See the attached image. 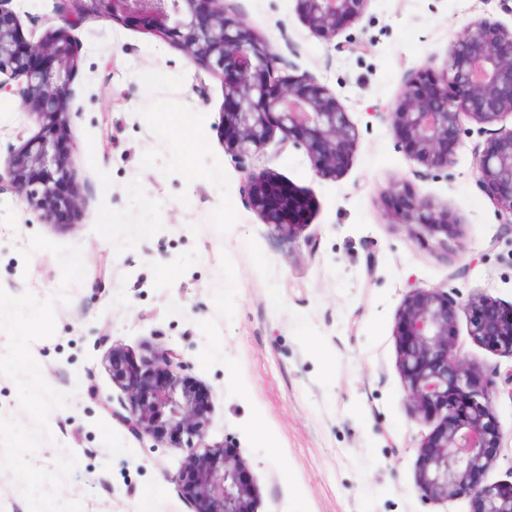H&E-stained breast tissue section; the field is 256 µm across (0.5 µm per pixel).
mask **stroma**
Segmentation results:
<instances>
[{"instance_id":"obj_1","label":"stroma","mask_w":512,"mask_h":512,"mask_svg":"<svg viewBox=\"0 0 512 512\" xmlns=\"http://www.w3.org/2000/svg\"><path fill=\"white\" fill-rule=\"evenodd\" d=\"M231 4L273 45L280 75L317 80L348 112L359 130L350 164L339 179L320 178L279 132L235 163L224 151L218 78L142 28L91 19L74 30L69 166L82 208L53 224L0 192V288L40 300L57 290L55 255L21 256L35 233L80 247L85 265L70 304L55 307L54 336L31 346L46 381L70 395L50 415L54 443L32 461L49 467L74 454L61 496L83 512H193L176 483L185 451L134 438L100 406L125 398L107 367L112 348L135 359L172 349L210 394L208 441H232L257 485L255 512H472L470 497L427 500L416 485L420 445L435 424L416 421L405 402L394 327L416 288L512 304V228L475 169L494 128L462 134L453 165L428 174L398 145L387 112L412 74L443 64L470 21L511 28L512 13L500 0H369L331 43L310 31L295 0ZM10 7L28 40L56 24L52 0ZM148 70L165 77L145 81ZM165 113L193 130V168L181 164ZM39 130L17 98L0 97L1 154ZM247 168L312 200L297 238L279 240L251 208ZM404 182L457 219L462 234L447 251L420 227L389 223L380 192ZM453 340L495 381L501 446L483 481H510L512 356L475 341L463 312Z\"/></svg>"}]
</instances>
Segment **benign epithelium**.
I'll list each match as a JSON object with an SVG mask.
<instances>
[{
  "label": "benign epithelium",
  "instance_id": "7a95c632",
  "mask_svg": "<svg viewBox=\"0 0 512 512\" xmlns=\"http://www.w3.org/2000/svg\"><path fill=\"white\" fill-rule=\"evenodd\" d=\"M0 0V92L20 104L40 131L9 152L7 182L19 201L49 223L73 216L81 205L65 153L70 125L69 83L78 66L71 31L96 18L139 24L179 47L190 62L224 87V151L239 162L260 153L275 131L302 147L321 178L338 179L358 144L359 131L329 89L311 78L277 75L278 55L249 35L224 0H55L59 25L37 42L20 31L17 14ZM308 28L330 41L342 26L363 16L369 0H296ZM512 117V29L480 19L468 24L441 66L416 71L388 112L400 147L428 171L454 161L460 119L483 127ZM478 182L503 223L512 224V129L492 134L477 153ZM250 206L267 224L292 239L302 229L308 200L267 171L244 170ZM392 224L443 234L438 246L459 237L448 210L403 184L381 192ZM470 317L471 336L512 355V307L483 293L458 302L439 288L415 289L396 319L399 368L405 400L415 420H438L421 445L416 484L430 500L472 498L473 512H512V483L484 484L483 473L500 447L491 386L455 351L458 310ZM109 369L126 394L121 409L103 408L138 437L187 451L176 478L194 512H254L257 490L243 477L244 464L228 444H210L211 406L205 389L174 350L136 363L112 349Z\"/></svg>",
  "mask_w": 512,
  "mask_h": 512
}]
</instances>
